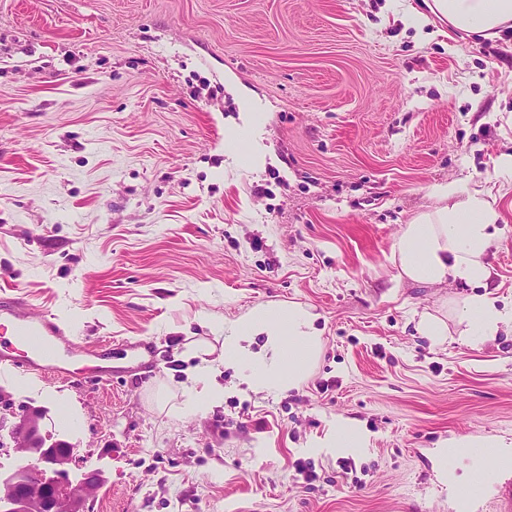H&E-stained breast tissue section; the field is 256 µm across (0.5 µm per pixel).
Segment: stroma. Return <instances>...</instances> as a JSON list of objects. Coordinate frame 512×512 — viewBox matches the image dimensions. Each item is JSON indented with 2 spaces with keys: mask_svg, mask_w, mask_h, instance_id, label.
Listing matches in <instances>:
<instances>
[{
  "mask_svg": "<svg viewBox=\"0 0 512 512\" xmlns=\"http://www.w3.org/2000/svg\"><path fill=\"white\" fill-rule=\"evenodd\" d=\"M391 3L0 0V293L79 346L65 379L0 369V395L47 408L71 479L98 469L88 512H455L449 486L492 463L449 441L512 438V332L475 349L455 317L478 290L512 306V35L421 32ZM244 95L261 170L224 152ZM448 182L503 193L479 289L390 261ZM288 302L319 316L304 382L241 395L222 368L220 406L172 416L189 349L221 345L201 316ZM139 341L157 369L101 382L91 345L121 367ZM339 418L367 448L315 447Z\"/></svg>",
  "mask_w": 512,
  "mask_h": 512,
  "instance_id": "obj_1",
  "label": "stroma"
}]
</instances>
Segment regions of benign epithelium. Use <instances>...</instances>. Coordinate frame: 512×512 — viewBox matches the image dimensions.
<instances>
[{
    "label": "benign epithelium",
    "mask_w": 512,
    "mask_h": 512,
    "mask_svg": "<svg viewBox=\"0 0 512 512\" xmlns=\"http://www.w3.org/2000/svg\"><path fill=\"white\" fill-rule=\"evenodd\" d=\"M46 414L40 406H27L10 428L9 447L33 462L0 477V512H86L101 484L96 469L70 480L78 448L64 440L50 441L44 430Z\"/></svg>",
    "instance_id": "7a95c632"
}]
</instances>
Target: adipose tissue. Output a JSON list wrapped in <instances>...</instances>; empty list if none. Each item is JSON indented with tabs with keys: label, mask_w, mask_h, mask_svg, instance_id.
<instances>
[{
	"label": "adipose tissue",
	"mask_w": 512,
	"mask_h": 512,
	"mask_svg": "<svg viewBox=\"0 0 512 512\" xmlns=\"http://www.w3.org/2000/svg\"><path fill=\"white\" fill-rule=\"evenodd\" d=\"M406 22L422 28L439 22L449 30L495 40L512 29V0H418L404 9ZM261 106L242 96L240 123L228 140L227 153L259 168L265 153L253 140ZM435 208L418 213L404 225L392 251L399 275L411 282L440 287L448 281L480 285L490 276L488 251L502 215L492 190H466L450 182L434 186ZM464 334L475 347L512 328V308L474 294L458 307ZM317 316L302 305H259L225 322L224 343L216 359H202L182 387L178 415L201 414L221 403L225 388L215 380L216 365L234 371L236 390L280 393L300 385L321 350Z\"/></svg>",
	"instance_id": "adipose-tissue-1"
}]
</instances>
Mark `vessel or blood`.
Wrapping results in <instances>:
<instances>
[{
    "mask_svg": "<svg viewBox=\"0 0 512 512\" xmlns=\"http://www.w3.org/2000/svg\"><path fill=\"white\" fill-rule=\"evenodd\" d=\"M0 322L7 324L12 341L0 340V366H16L17 360L11 352L13 342H21L30 352L27 365H43L56 377H63L67 369L62 363L61 353L73 349L74 343L62 336V331L53 315L32 312L24 299L18 296L0 297ZM492 476L486 471H477L470 487L457 497L458 512H482L483 494Z\"/></svg>",
    "mask_w": 512,
    "mask_h": 512,
    "instance_id": "b4317fda",
    "label": "vessel or blood"
}]
</instances>
